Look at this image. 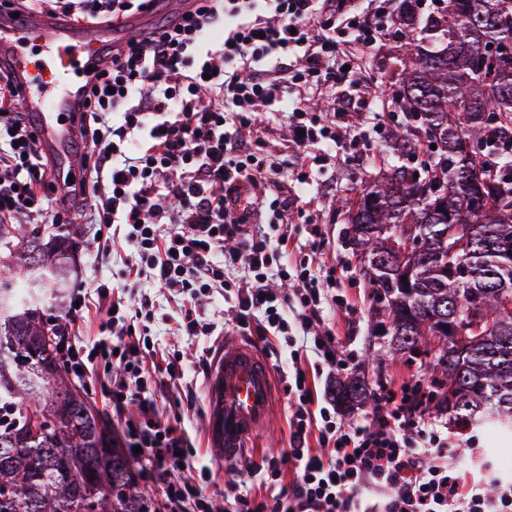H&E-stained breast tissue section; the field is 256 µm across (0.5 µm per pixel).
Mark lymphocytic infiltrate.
I'll return each mask as SVG.
<instances>
[{
	"instance_id": "lymphocytic-infiltrate-1",
	"label": "lymphocytic infiltrate",
	"mask_w": 512,
	"mask_h": 512,
	"mask_svg": "<svg viewBox=\"0 0 512 512\" xmlns=\"http://www.w3.org/2000/svg\"><path fill=\"white\" fill-rule=\"evenodd\" d=\"M168 23L128 40L112 57L89 94L80 130L90 144L81 156L85 195L95 204L92 224L123 226L124 243L139 257L142 272L167 288L179 289L186 305L181 326L188 335H208L193 305L199 297L223 293L226 267L243 264L232 309L236 320L255 323L261 336L285 343L291 362L315 354L318 363L347 369L323 331L324 290L335 268L315 272L308 258L295 262L292 294L269 286L275 251L270 235L246 236L257 211L269 227L287 223V203L255 195L253 187L277 182L291 172L306 183L303 170H287L265 150L258 128L262 114L291 102L288 147L301 153L319 146L348 152L360 134L344 132L341 121L352 102H333L331 118L303 107V96L362 80L346 47H374L392 28L388 0H193ZM158 0H64L62 13L75 22L113 25L125 16L154 10ZM224 39L207 47L206 36L224 19ZM18 91L0 78V223L35 215L46 224H73L76 214L54 207L53 177L25 113L12 107ZM122 123L113 126V113ZM241 247L225 251L226 240ZM144 306L117 310L85 349L75 336L58 339L70 373L91 374L104 360L114 375L104 384L116 413L137 403L138 418L125 422L124 440L154 474L165 477L169 512L196 502L211 512L202 488L169 479L188 463L190 442L156 414L155 390L144 375L147 339L139 325ZM295 370L288 388L289 450L279 461L258 466L268 477L269 497L235 493L247 512H512V481L489 472L469 474L450 463L479 449L452 446L446 425L429 421L410 400L393 404L369 423L338 422L330 403L316 399L314 383ZM320 452H312L310 435ZM295 478L278 480L281 465ZM495 494H488V486Z\"/></svg>"
}]
</instances>
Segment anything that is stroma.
<instances>
[{
  "mask_svg": "<svg viewBox=\"0 0 512 512\" xmlns=\"http://www.w3.org/2000/svg\"><path fill=\"white\" fill-rule=\"evenodd\" d=\"M402 40L384 38L375 47H355L369 85H384L398 73L397 59L403 54ZM348 128H363L371 131L370 139L360 143L356 153L343 156L337 163L324 167L307 163L310 175L308 184L294 182L291 175H282L275 193L293 201L289 211L287 235L291 250L278 258L273 267L275 274L272 287H280L282 270L294 266L297 252L309 249V236L305 231L307 222L320 224L325 244L314 257L315 265L343 268L335 291L346 295L349 308L327 307L324 312L325 326L330 329L339 357L349 359L348 370L334 373L318 369L315 361L303 362L302 367L309 379L316 383L319 396L330 397L331 386L345 376H357L368 386L385 383L395 393H402L413 385L432 389L434 374L428 358L419 356L405 361L387 354V341L375 337L372 332L371 290L361 273L362 262L353 249L348 235V226L338 202L353 197L363 186L369 175L380 168L399 164L400 159L389 149L393 123L389 114L373 119L362 110L349 112L345 118ZM82 247L76 255L77 285L89 296L88 307L81 319L73 322L71 332L82 345L93 347L99 338L100 327L107 319L106 304L97 297L98 287L110 290L111 298L121 297L125 275L139 258L125 246L100 243L96 229L91 224L75 227ZM136 295L151 298L154 320L150 324L148 339L152 344L145 354L146 366L167 365L177 361L179 374L164 378L163 387L157 395L158 416L176 425L187 435L192 452L206 475L199 483L204 495L212 504V512H227L228 501L224 499L227 484L244 485L249 495H266L267 488L255 475L257 464L263 463L273 454L288 449V380L276 375L275 386L279 400L273 409L268 432L256 435L249 442L244 460L226 462L216 457L210 449L207 431V397L211 374L224 352L228 341H242L268 354L271 363H278V354L272 353L267 342L254 330L225 326L228 308L222 296L201 298L195 304L199 321L214 324L212 336H189L181 329L177 313L182 297L177 292L159 287L151 279H141Z\"/></svg>",
  "mask_w": 512,
  "mask_h": 512,
  "instance_id": "1",
  "label": "stroma"
}]
</instances>
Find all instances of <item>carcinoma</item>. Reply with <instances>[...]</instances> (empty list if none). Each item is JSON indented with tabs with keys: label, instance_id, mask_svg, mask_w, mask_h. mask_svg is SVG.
<instances>
[{
	"label": "carcinoma",
	"instance_id": "carcinoma-1",
	"mask_svg": "<svg viewBox=\"0 0 512 512\" xmlns=\"http://www.w3.org/2000/svg\"><path fill=\"white\" fill-rule=\"evenodd\" d=\"M444 2L431 50L410 35L420 20L404 0L398 80L381 92L406 119L389 147L418 168H389L340 208L364 258L374 335L388 337L395 358L433 359L442 389L433 409L449 423L512 432V0ZM470 58L485 60L482 74ZM411 224L428 240L416 258L392 246ZM78 249L40 224H0V512H80L89 496L97 512H143L111 424L58 354L54 332L67 319L40 304L47 292L63 307ZM460 264L464 278L453 273ZM457 321L481 331L451 337ZM368 393L348 376L336 399ZM35 415L53 424L48 433L34 430Z\"/></svg>",
	"mask_w": 512,
	"mask_h": 512
}]
</instances>
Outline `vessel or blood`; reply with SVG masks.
<instances>
[{
    "label": "vessel or blood",
    "mask_w": 512,
    "mask_h": 512,
    "mask_svg": "<svg viewBox=\"0 0 512 512\" xmlns=\"http://www.w3.org/2000/svg\"><path fill=\"white\" fill-rule=\"evenodd\" d=\"M148 28L144 14L110 27H77L45 12L30 13L20 22L0 19V74L20 89L23 110L63 187V206L82 198L72 158L80 148L78 106L84 88L111 67L113 53L126 40ZM36 41L46 52L40 60L26 51ZM274 402V372L267 359L251 345L225 343L210 381L208 431L214 455L240 457L249 439L268 427Z\"/></svg>",
    "instance_id": "1"
}]
</instances>
